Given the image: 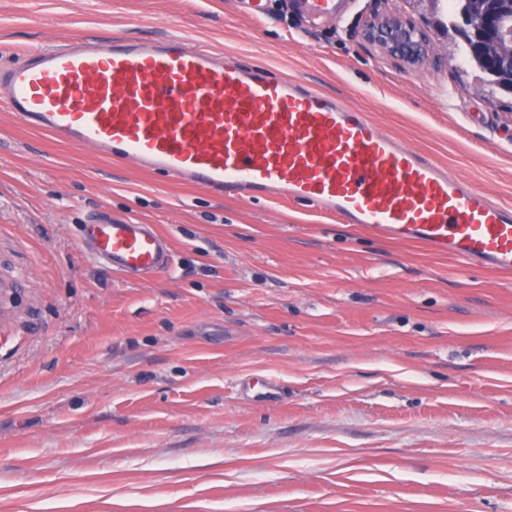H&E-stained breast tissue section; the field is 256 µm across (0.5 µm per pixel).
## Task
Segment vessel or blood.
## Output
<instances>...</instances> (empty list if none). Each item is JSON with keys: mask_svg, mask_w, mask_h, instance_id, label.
Segmentation results:
<instances>
[{"mask_svg": "<svg viewBox=\"0 0 512 512\" xmlns=\"http://www.w3.org/2000/svg\"><path fill=\"white\" fill-rule=\"evenodd\" d=\"M22 125L195 187L304 202L374 235L512 273V206L449 174L369 114L303 80L190 43L77 38L0 70ZM93 257L131 277L168 268L150 224L96 219Z\"/></svg>", "mask_w": 512, "mask_h": 512, "instance_id": "1", "label": "vessel or blood"}]
</instances>
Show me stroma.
<instances>
[{
	"mask_svg": "<svg viewBox=\"0 0 512 512\" xmlns=\"http://www.w3.org/2000/svg\"><path fill=\"white\" fill-rule=\"evenodd\" d=\"M337 18L265 0H0V68L72 36L177 31L367 111L512 204V97L453 43L405 66ZM155 225L137 281L79 227ZM0 512H512V274L301 203L240 200L97 156L0 109ZM279 400L258 396L264 383Z\"/></svg>",
	"mask_w": 512,
	"mask_h": 512,
	"instance_id": "obj_1",
	"label": "stroma"
}]
</instances>
